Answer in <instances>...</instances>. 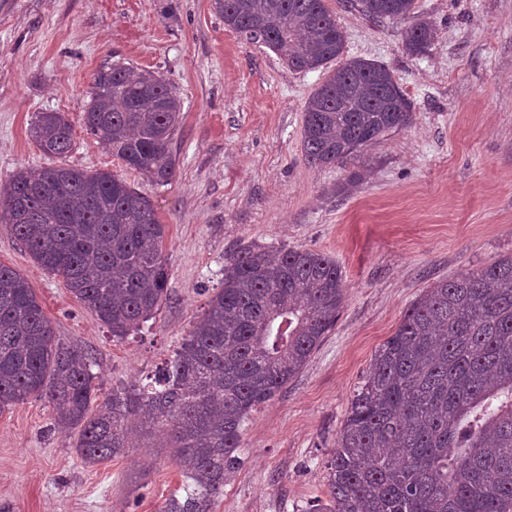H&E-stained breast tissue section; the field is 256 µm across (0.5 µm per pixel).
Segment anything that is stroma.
I'll list each match as a JSON object with an SVG mask.
<instances>
[{"label":"stroma","instance_id":"35a3bbf8","mask_svg":"<svg viewBox=\"0 0 512 512\" xmlns=\"http://www.w3.org/2000/svg\"><path fill=\"white\" fill-rule=\"evenodd\" d=\"M326 4L346 57L388 66L412 122L315 168L301 133L324 73L288 69L225 28L211 0H0V179L50 165L29 128L37 113L58 112L73 128L67 163L120 174L167 226L169 300L116 338L0 223V263L25 275L57 338L93 354L103 391L144 383L173 356L238 247L316 250L343 271L335 328L245 419L240 468L210 512H305L324 497V461L349 403L408 306L434 282L512 253V0H418L437 26L422 57L405 53L400 24ZM117 61L179 92L168 185L142 180L84 128L92 76ZM167 441L144 431L89 467L48 404L13 405L0 412V512H164L189 484Z\"/></svg>","mask_w":512,"mask_h":512}]
</instances>
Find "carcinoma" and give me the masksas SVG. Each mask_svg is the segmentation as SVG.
Wrapping results in <instances>:
<instances>
[{
  "label": "carcinoma",
  "mask_w": 512,
  "mask_h": 512,
  "mask_svg": "<svg viewBox=\"0 0 512 512\" xmlns=\"http://www.w3.org/2000/svg\"><path fill=\"white\" fill-rule=\"evenodd\" d=\"M417 0H344L376 23L410 21L404 48L428 54L435 24ZM224 26L299 72L324 71L304 107L308 164L344 163L411 121L392 71L350 58L326 0H212ZM87 133L143 179L168 184L180 98L162 76L107 64L93 76ZM30 136L57 164L0 180V223L114 337L139 329L168 300L166 225L117 173L66 163L72 126L40 112ZM345 280L313 250L247 245L224 257V279L174 356L148 382L97 401L94 357L55 336L33 288L0 263V412L47 403L52 425L95 465L128 447L139 419L169 431L194 489L166 512H210L236 474L241 426L296 376L329 335ZM326 500L306 512H512V254L434 283L375 352L326 465Z\"/></svg>",
  "instance_id": "obj_1"
}]
</instances>
